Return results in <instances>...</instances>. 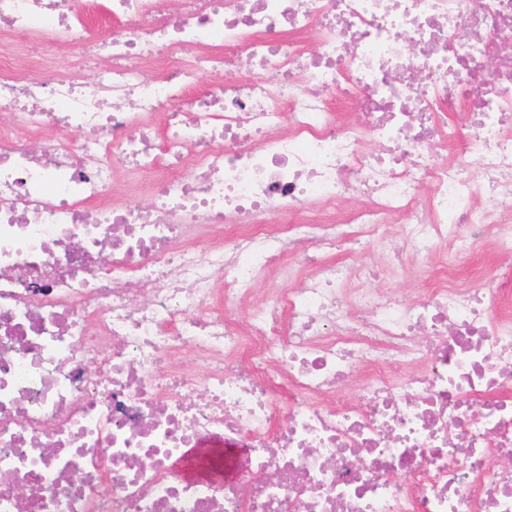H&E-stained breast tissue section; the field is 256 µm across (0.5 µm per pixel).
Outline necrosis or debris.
Here are the masks:
<instances>
[{"mask_svg":"<svg viewBox=\"0 0 512 512\" xmlns=\"http://www.w3.org/2000/svg\"><path fill=\"white\" fill-rule=\"evenodd\" d=\"M108 2L0 0V512H512V267L349 262L512 256V0ZM357 261L375 263L384 270L382 276L372 284V288L392 290L403 299L412 297L419 288H424L429 282V273L418 263L407 267L403 274H394L386 269L376 251L359 256Z\"/></svg>","mask_w":512,"mask_h":512,"instance_id":"1","label":"necrosis or debris"}]
</instances>
